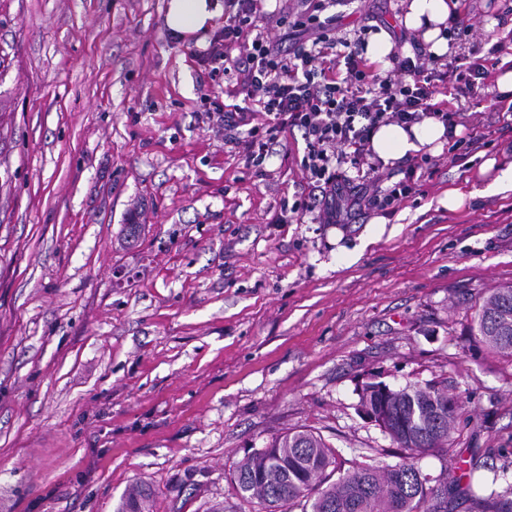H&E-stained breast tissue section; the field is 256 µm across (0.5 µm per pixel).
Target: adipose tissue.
I'll use <instances>...</instances> for the list:
<instances>
[{
    "instance_id": "1",
    "label": "adipose tissue",
    "mask_w": 512,
    "mask_h": 512,
    "mask_svg": "<svg viewBox=\"0 0 512 512\" xmlns=\"http://www.w3.org/2000/svg\"><path fill=\"white\" fill-rule=\"evenodd\" d=\"M457 7L458 0H405L403 23L420 35L431 52L442 55L448 51V39L442 31L456 19ZM220 13L215 0H169L165 21L173 33L192 35L210 29ZM445 141L444 125L426 119L406 128L396 124L381 126L371 138V148L388 165L424 150L438 152Z\"/></svg>"
}]
</instances>
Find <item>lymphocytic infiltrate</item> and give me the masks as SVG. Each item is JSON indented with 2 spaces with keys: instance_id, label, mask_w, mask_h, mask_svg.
<instances>
[{
  "instance_id": "lymphocytic-infiltrate-1",
  "label": "lymphocytic infiltrate",
  "mask_w": 512,
  "mask_h": 512,
  "mask_svg": "<svg viewBox=\"0 0 512 512\" xmlns=\"http://www.w3.org/2000/svg\"><path fill=\"white\" fill-rule=\"evenodd\" d=\"M262 0H234L235 11L194 60L207 75L223 73L231 104L218 103L213 116L224 142L239 149L255 176L270 175L265 161L289 135L300 134V169L308 186L292 205L281 206L273 223L344 224L353 213L382 209L421 194L420 162L408 164L402 179L384 186L381 163L370 140L383 125L408 126L427 118L455 128L463 116L442 99L444 87L457 96L484 95L490 73L483 45L445 61L427 47L412 55L389 54L390 69L368 64L365 36L336 35L331 7L352 0H299L294 17H279L278 40L260 30Z\"/></svg>"
}]
</instances>
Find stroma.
<instances>
[{
    "instance_id": "35a3bbf8",
    "label": "stroma",
    "mask_w": 512,
    "mask_h": 512,
    "mask_svg": "<svg viewBox=\"0 0 512 512\" xmlns=\"http://www.w3.org/2000/svg\"><path fill=\"white\" fill-rule=\"evenodd\" d=\"M168 2L0 0V512H115L138 481L153 512H262L229 469L279 434H319L339 474L397 462L359 412L368 381L445 385L465 410L417 469L474 460L475 492L502 490L512 356L471 334L512 283V193L481 172L512 161L498 95L463 99L486 145L431 155L422 195L275 224L306 189L303 141L251 176L207 115L224 77L199 72L198 36L171 39ZM508 5L461 0L454 46L503 40ZM338 12L341 37L403 29L402 0Z\"/></svg>"
}]
</instances>
